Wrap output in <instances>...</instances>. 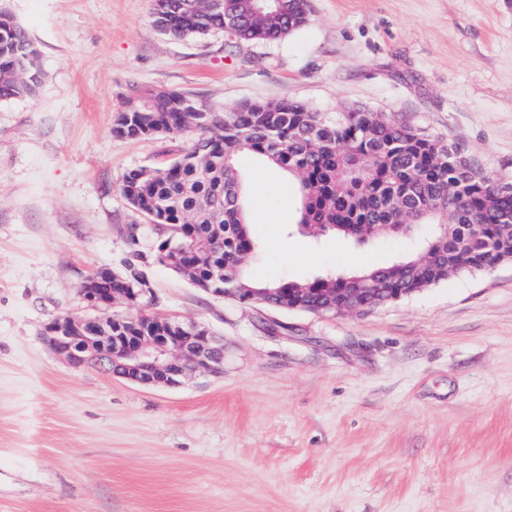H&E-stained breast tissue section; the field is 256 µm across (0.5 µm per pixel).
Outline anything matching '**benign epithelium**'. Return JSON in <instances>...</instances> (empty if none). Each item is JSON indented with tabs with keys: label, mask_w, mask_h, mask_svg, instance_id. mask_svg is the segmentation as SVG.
<instances>
[{
	"label": "benign epithelium",
	"mask_w": 512,
	"mask_h": 512,
	"mask_svg": "<svg viewBox=\"0 0 512 512\" xmlns=\"http://www.w3.org/2000/svg\"><path fill=\"white\" fill-rule=\"evenodd\" d=\"M383 289L360 285L327 292L313 308L319 314L362 312L388 301L411 295L415 289L401 290L387 297ZM84 301L91 307H107L118 299L120 292L102 294L97 288L82 289ZM253 303L276 309L309 308L302 300L284 301L261 293ZM172 336H108L98 318L73 319L57 317L46 326V339L55 354L71 364L81 366L96 362L112 374L129 382L153 386H178L188 377L224 370V346L201 323L176 321Z\"/></svg>",
	"instance_id": "obj_1"
}]
</instances>
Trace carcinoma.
I'll list each match as a JSON object with an SVG mask.
<instances>
[{"label": "carcinoma", "instance_id": "obj_1", "mask_svg": "<svg viewBox=\"0 0 512 512\" xmlns=\"http://www.w3.org/2000/svg\"><path fill=\"white\" fill-rule=\"evenodd\" d=\"M155 25L174 37L222 33L237 42L274 43L300 28L284 27L266 4L229 29L207 0H155ZM45 74L24 27L0 10V103L33 97ZM111 132L126 139L167 137L176 159L125 173L121 193L160 235L156 260L178 244L192 261L190 281L205 288L272 291L303 300L310 288H344L355 280L374 288H428L512 257V183L494 181L458 147L412 124L375 112H314L294 99L246 103L213 112L184 92L134 88L117 111ZM245 158H260L297 186L298 225L313 238L335 233L357 243L409 234L436 225L414 257L356 274L258 284L245 266L258 248L247 227L240 173ZM109 288L146 287L131 272Z\"/></svg>", "mask_w": 512, "mask_h": 512}]
</instances>
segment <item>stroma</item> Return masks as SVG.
Wrapping results in <instances>:
<instances>
[{
	"mask_svg": "<svg viewBox=\"0 0 512 512\" xmlns=\"http://www.w3.org/2000/svg\"><path fill=\"white\" fill-rule=\"evenodd\" d=\"M40 51L35 97L0 104V512H512V262L363 313L215 297L155 258L125 172L171 144L112 135L132 87L217 112L297 99L404 119L512 181V0H308L275 43L179 39L153 0H0ZM256 282L390 264L382 236L296 227L293 182L241 166ZM143 273L142 312L204 324L224 371L132 384L54 354L45 326L86 317L93 271Z\"/></svg>",
	"mask_w": 512,
	"mask_h": 512,
	"instance_id": "1",
	"label": "stroma"
}]
</instances>
